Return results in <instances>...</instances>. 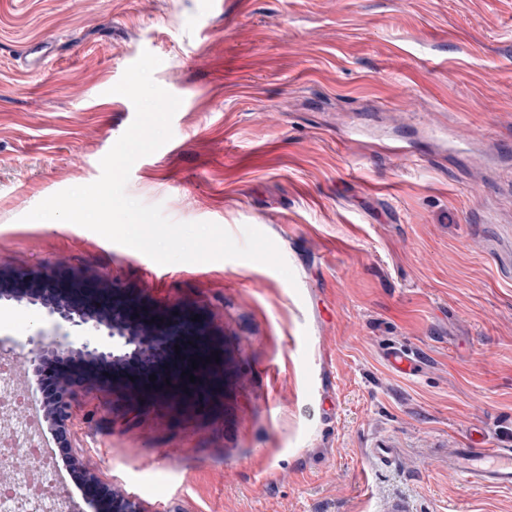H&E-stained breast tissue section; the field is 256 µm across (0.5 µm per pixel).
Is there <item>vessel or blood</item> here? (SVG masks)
<instances>
[{"label":"vessel or blood","instance_id":"b4317fda","mask_svg":"<svg viewBox=\"0 0 512 512\" xmlns=\"http://www.w3.org/2000/svg\"><path fill=\"white\" fill-rule=\"evenodd\" d=\"M385 360L398 372L417 374L420 358L396 346L388 347ZM448 468L462 482L490 489H512V448H452Z\"/></svg>","mask_w":512,"mask_h":512}]
</instances>
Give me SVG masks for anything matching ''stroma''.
Returning a JSON list of instances; mask_svg holds the SVG:
<instances>
[{
  "label": "stroma",
  "mask_w": 512,
  "mask_h": 512,
  "mask_svg": "<svg viewBox=\"0 0 512 512\" xmlns=\"http://www.w3.org/2000/svg\"><path fill=\"white\" fill-rule=\"evenodd\" d=\"M145 51L182 103L127 194L264 232L294 281L26 220L99 178L135 117L112 88ZM406 110L447 134L397 127ZM396 139L418 164L384 153ZM0 270L189 305L218 354L184 406L161 379L76 388L72 451L41 423L66 507L75 451L145 512H512L447 454L512 448V0H0ZM38 330L56 333L40 305L0 301L1 350L22 359ZM391 342L426 368L393 372ZM382 441L399 470L371 468Z\"/></svg>",
  "instance_id": "35a3bbf8"
}]
</instances>
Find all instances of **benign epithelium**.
Masks as SVG:
<instances>
[{
  "instance_id": "7a95c632",
  "label": "benign epithelium",
  "mask_w": 512,
  "mask_h": 512,
  "mask_svg": "<svg viewBox=\"0 0 512 512\" xmlns=\"http://www.w3.org/2000/svg\"><path fill=\"white\" fill-rule=\"evenodd\" d=\"M29 277L26 272L8 275L11 283L0 288L1 300L22 301L16 295L18 282ZM44 286L33 302L45 309L56 326L66 329L57 336L38 331L29 338L26 363L32 372L41 370L50 358H64L73 364L95 362L101 365H125L144 361L164 352L170 337L183 340L180 355L173 367L162 372L168 380L180 382L175 370H191L192 361L203 365L207 352L192 312L184 307L178 314L156 319L146 309L139 311L116 300L114 288L96 276H75L59 285L50 275L43 276ZM79 383H64L58 396L44 404L45 419L56 435L70 442L72 400ZM71 464L85 471L88 481L98 487L94 497L85 500L91 512H142L140 503L129 496L117 494L99 481L95 472L86 468L82 457L71 456Z\"/></svg>"
}]
</instances>
